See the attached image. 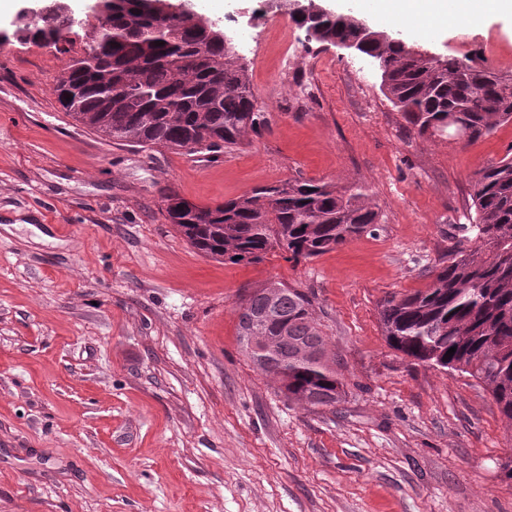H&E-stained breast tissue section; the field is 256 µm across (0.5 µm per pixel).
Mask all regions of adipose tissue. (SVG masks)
I'll return each mask as SVG.
<instances>
[{"label":"adipose tissue","instance_id":"adipose-tissue-1","mask_svg":"<svg viewBox=\"0 0 512 512\" xmlns=\"http://www.w3.org/2000/svg\"><path fill=\"white\" fill-rule=\"evenodd\" d=\"M374 9L393 28H473L492 17L512 18V0H374Z\"/></svg>","mask_w":512,"mask_h":512}]
</instances>
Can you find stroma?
I'll return each mask as SVG.
<instances>
[{"mask_svg":"<svg viewBox=\"0 0 512 512\" xmlns=\"http://www.w3.org/2000/svg\"><path fill=\"white\" fill-rule=\"evenodd\" d=\"M54 2L0 15V512H512V423L475 379L392 349L377 313L474 247L470 182L512 154V122L418 137L369 57L274 12L238 47L270 132L193 157L118 144L55 92L95 0H64L59 42L14 32ZM409 36L512 71L511 21ZM298 177L366 187L377 234L231 264L165 217L168 189L214 205ZM269 280L314 295L340 403L288 400L242 351L240 307Z\"/></svg>","mask_w":512,"mask_h":512,"instance_id":"35a3bbf8","label":"stroma"}]
</instances>
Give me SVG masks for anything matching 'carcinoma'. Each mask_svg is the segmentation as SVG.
Segmentation results:
<instances>
[{"instance_id": "carcinoma-1", "label": "carcinoma", "mask_w": 512, "mask_h": 512, "mask_svg": "<svg viewBox=\"0 0 512 512\" xmlns=\"http://www.w3.org/2000/svg\"><path fill=\"white\" fill-rule=\"evenodd\" d=\"M160 2L107 0L90 51L68 63L57 84L68 115L126 145L188 154L215 152L268 131L271 114L253 91L236 47L224 42V31L204 13L167 14ZM359 20L338 12L293 18L315 26L319 43L356 42L362 54L377 59L382 93L419 137L460 131L472 139L512 122V79H499V72L471 58H414L406 47L416 42L402 32L369 39ZM69 25L67 16L50 10L24 31L29 39L57 42ZM472 187L478 245L449 252L425 289L381 299L379 323L393 349L483 384L512 422V157L480 170ZM164 203L167 219L191 247L229 262L236 256L260 262L275 250L290 261L313 259L379 224L362 187L313 180H290L284 190L259 187L214 206L189 203L169 190ZM253 320L273 336L288 326V338L273 353L249 355L258 370L277 378L288 399L338 403L346 396L329 363L295 359L300 344L326 351L307 293L288 287L272 304L264 288L251 292L239 314V343ZM452 347L456 352L444 359Z\"/></svg>"}]
</instances>
